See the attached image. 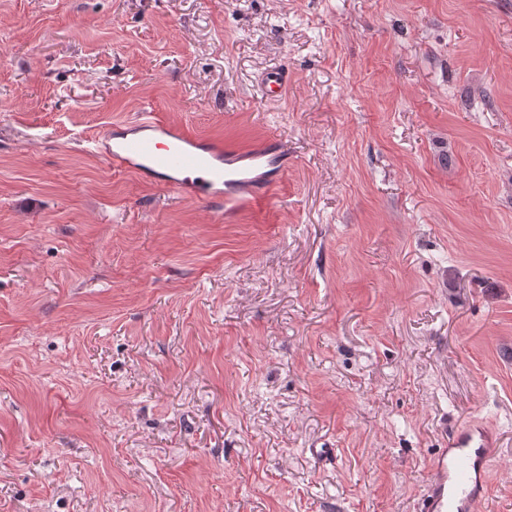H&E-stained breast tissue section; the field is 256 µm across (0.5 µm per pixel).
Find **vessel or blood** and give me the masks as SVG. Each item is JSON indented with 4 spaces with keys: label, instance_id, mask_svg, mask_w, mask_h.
<instances>
[{
    "label": "vessel or blood",
    "instance_id": "b4317fda",
    "mask_svg": "<svg viewBox=\"0 0 512 512\" xmlns=\"http://www.w3.org/2000/svg\"><path fill=\"white\" fill-rule=\"evenodd\" d=\"M92 144L113 167L229 209L268 203L288 171V154L276 142L223 146L162 121L148 105ZM495 448L494 428L486 421H469L446 435L430 460L419 512H482Z\"/></svg>",
    "mask_w": 512,
    "mask_h": 512
}]
</instances>
